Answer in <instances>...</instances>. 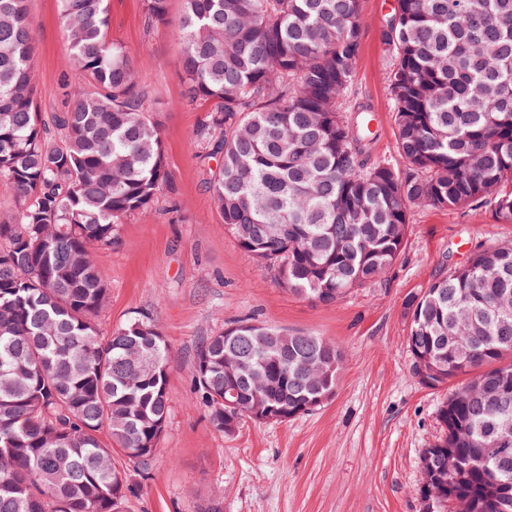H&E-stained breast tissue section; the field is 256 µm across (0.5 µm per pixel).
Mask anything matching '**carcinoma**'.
<instances>
[{
	"mask_svg": "<svg viewBox=\"0 0 512 512\" xmlns=\"http://www.w3.org/2000/svg\"><path fill=\"white\" fill-rule=\"evenodd\" d=\"M169 0H143L145 22ZM69 38L65 110L35 99L28 0H0V512H123L127 474L151 466L169 414L170 344L149 318L99 334L110 288L94 250L119 238L169 180L137 61L112 40L108 0H59ZM360 0H182L183 95L210 105L195 138L221 158L210 181L224 229L281 286L322 304L401 257L416 205L490 204L512 223V0H396L385 45L396 157L369 164L368 107L345 96ZM412 373L466 382L439 408L425 469L470 512H512V244L479 247L408 301ZM239 321L196 346L194 381L230 435L257 408L285 421L336 387L334 341ZM236 389L234 404L224 389Z\"/></svg>",
	"mask_w": 512,
	"mask_h": 512,
	"instance_id": "1",
	"label": "carcinoma"
}]
</instances>
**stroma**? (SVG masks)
<instances>
[{"label": "stroma", "mask_w": 512, "mask_h": 512, "mask_svg": "<svg viewBox=\"0 0 512 512\" xmlns=\"http://www.w3.org/2000/svg\"><path fill=\"white\" fill-rule=\"evenodd\" d=\"M395 0H360L361 50L352 104L378 118L369 145L376 162L395 155L387 74L394 59L383 35ZM111 35L139 64L161 123L170 182L148 211L125 219L118 240L96 250L110 298L102 334L151 316L172 347L169 415L153 465L132 475L129 512H428L418 489L420 456L442 434L438 409L460 380L432 389L413 377L407 306L442 272L480 246L512 241V223L491 208L416 207L404 253L380 280L324 305L300 297L262 268L225 230L207 183L218 159H202L194 133L204 106L182 95L180 44L168 20L146 27L142 0H109ZM36 33L35 97L44 117L63 111L68 51L58 0H30ZM246 319L337 342L344 362L333 395L283 422L241 421L227 436L208 421L193 392L195 348Z\"/></svg>", "instance_id": "35a3bbf8"}]
</instances>
